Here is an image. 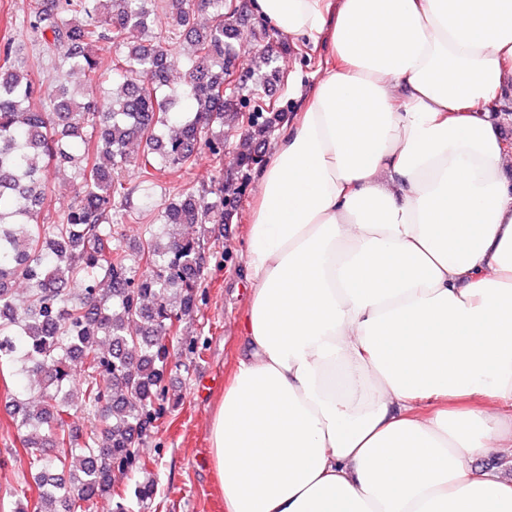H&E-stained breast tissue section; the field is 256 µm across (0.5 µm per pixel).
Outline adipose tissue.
Masks as SVG:
<instances>
[{
  "instance_id": "obj_1",
  "label": "adipose tissue",
  "mask_w": 512,
  "mask_h": 512,
  "mask_svg": "<svg viewBox=\"0 0 512 512\" xmlns=\"http://www.w3.org/2000/svg\"><path fill=\"white\" fill-rule=\"evenodd\" d=\"M328 57L262 168L224 512H512V0H252Z\"/></svg>"
}]
</instances>
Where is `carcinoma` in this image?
I'll return each mask as SVG.
<instances>
[{
	"instance_id": "cac0c4a2",
	"label": "carcinoma",
	"mask_w": 512,
	"mask_h": 512,
	"mask_svg": "<svg viewBox=\"0 0 512 512\" xmlns=\"http://www.w3.org/2000/svg\"><path fill=\"white\" fill-rule=\"evenodd\" d=\"M168 34L150 29L152 0H34L26 27L56 72L48 87L12 41L0 43V377H27L9 394L11 416L37 486L34 504L12 512H85L101 496L131 512L153 486L129 488L144 469L139 445L179 405L164 384L170 341L203 301L206 253L218 241L284 117L265 100L288 44L258 21L252 84L224 90L237 73L246 10L236 0H164ZM190 45L185 79L169 75L172 37ZM125 48L116 58L94 52ZM78 71L82 86L64 75ZM242 138L224 171L230 132ZM207 153L208 181L158 205L138 259L118 239L117 215L132 208L128 173L160 185ZM73 168V200L56 223L39 218L50 171ZM212 225L198 237L175 231ZM26 287L16 303L14 286ZM91 416L78 433L71 410Z\"/></svg>"
}]
</instances>
